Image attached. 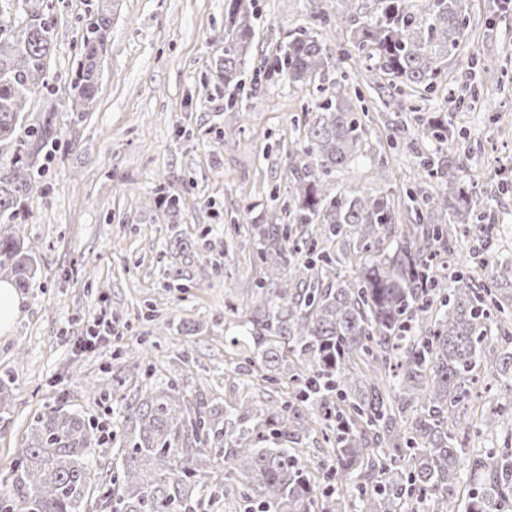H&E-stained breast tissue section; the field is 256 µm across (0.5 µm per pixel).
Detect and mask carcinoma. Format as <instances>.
<instances>
[{
  "label": "carcinoma",
  "mask_w": 512,
  "mask_h": 512,
  "mask_svg": "<svg viewBox=\"0 0 512 512\" xmlns=\"http://www.w3.org/2000/svg\"><path fill=\"white\" fill-rule=\"evenodd\" d=\"M43 0H17L19 24L0 10V279L28 287L38 272V246L15 224L36 185L33 160L58 137L54 116L30 119L28 103L47 84L54 28ZM111 0H98L83 35L84 56L68 88L70 112L96 100ZM355 0L313 26L290 31L276 58L253 66V85L282 77L305 91L328 74L332 50L322 31L347 26L358 55L376 61L372 83L389 76L399 93L423 99L448 80V58L470 19L463 0H377L361 19ZM255 0H225L224 85L245 88L247 55L256 37ZM335 92L304 111L303 171L291 169L288 200L247 225L258 259L271 273L251 288L244 320L246 348L235 370L284 384L256 405L252 393L222 408L173 381L148 387L124 417L126 446L116 469L98 483L94 428L64 405L37 415L15 466L0 486V512H198L217 488L241 480V512H346L342 491L365 512H410L421 499L455 512L466 470L480 489L466 512H500L512 500V461L463 458L465 434L454 421L487 364L492 329L512 300V266L489 268L480 283L448 275L455 247L491 224H471L477 197L448 194V185L478 175L427 160L420 184L395 195L336 181L365 157L367 124L360 92ZM441 146L448 127L422 126ZM350 268L343 276L341 271ZM321 426L331 452L311 472L306 443Z\"/></svg>",
  "instance_id": "1"
}]
</instances>
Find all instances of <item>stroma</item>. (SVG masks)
Here are the masks:
<instances>
[{
    "label": "stroma",
    "mask_w": 512,
    "mask_h": 512,
    "mask_svg": "<svg viewBox=\"0 0 512 512\" xmlns=\"http://www.w3.org/2000/svg\"><path fill=\"white\" fill-rule=\"evenodd\" d=\"M56 38L49 87L33 95L32 115L54 111L60 135L39 154L41 176L19 209L26 238L40 241L41 272L22 290L21 314L0 335V379L11 404L0 414V482L9 477L34 416L65 405L106 433L96 470L112 467L127 407L150 380L115 351L153 350L159 378L190 372L209 401L234 402L245 390L231 371L226 339L241 335L224 307L240 303L250 281L265 275L246 232L232 219L269 208L268 186L286 185L288 147L312 95L287 81L263 84L244 112L227 110L216 62L224 54L225 0H112L100 71V93L86 112L64 98L83 52L96 0H46ZM257 40L251 59L274 58L290 30L311 24L313 10L335 12L337 0H256ZM468 39L448 60L451 88L478 94L463 108L443 94L410 112L414 99L392 86L367 88L364 64L347 61L369 101L367 157L344 179L369 190L405 186L435 142L419 119L440 117L461 158L483 179L478 223L488 239H469L468 261L512 263V0H468ZM399 98L398 106L382 103ZM178 196L175 220L152 200ZM192 242L185 263L174 233ZM182 270L173 281L169 273ZM119 316L111 340L92 352L74 348L98 316ZM199 324L178 335L181 322ZM125 384L113 389V377Z\"/></svg>",
    "instance_id": "stroma-1"
}]
</instances>
